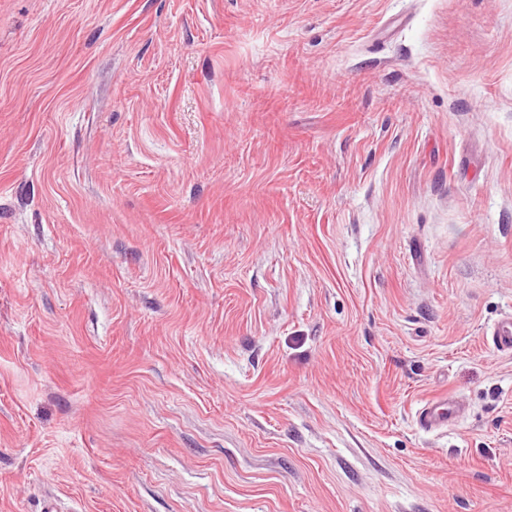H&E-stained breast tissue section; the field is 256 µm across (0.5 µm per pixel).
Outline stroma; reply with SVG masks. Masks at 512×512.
<instances>
[{"label":"stroma","instance_id":"1","mask_svg":"<svg viewBox=\"0 0 512 512\" xmlns=\"http://www.w3.org/2000/svg\"><path fill=\"white\" fill-rule=\"evenodd\" d=\"M509 314L512 0H0V512H512ZM492 341L497 350L512 352V316L500 320L491 331ZM417 414L418 423L432 429L453 423L458 416V409L451 399L440 397L425 402Z\"/></svg>","mask_w":512,"mask_h":512}]
</instances>
